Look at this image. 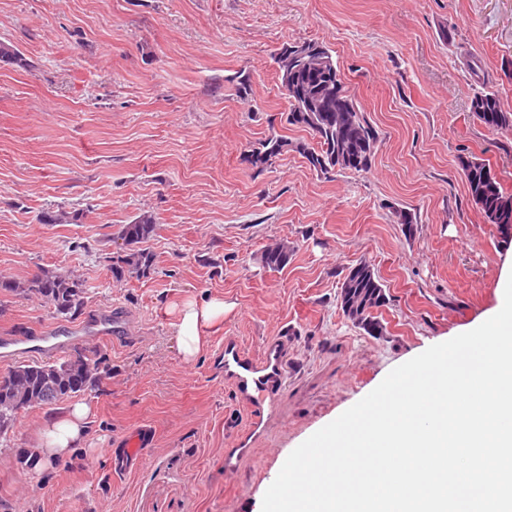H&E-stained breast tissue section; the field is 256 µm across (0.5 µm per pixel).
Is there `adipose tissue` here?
Segmentation results:
<instances>
[{
	"label": "adipose tissue",
	"mask_w": 512,
	"mask_h": 512,
	"mask_svg": "<svg viewBox=\"0 0 512 512\" xmlns=\"http://www.w3.org/2000/svg\"><path fill=\"white\" fill-rule=\"evenodd\" d=\"M230 311L223 298L216 296L191 295L174 304L178 353L184 363L194 362L207 349L212 333L223 327ZM91 412L88 404L77 402L40 420L33 444L21 451L33 471L84 450Z\"/></svg>",
	"instance_id": "adipose-tissue-1"
}]
</instances>
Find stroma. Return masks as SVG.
<instances>
[{"instance_id": "35a3bbf8", "label": "stroma", "mask_w": 512, "mask_h": 512, "mask_svg": "<svg viewBox=\"0 0 512 512\" xmlns=\"http://www.w3.org/2000/svg\"><path fill=\"white\" fill-rule=\"evenodd\" d=\"M0 40L29 62L0 67V277L24 283L46 267L87 288L75 319L0 290V335L126 317L120 342L78 347L112 369L80 396L93 409L88 451L32 477L18 451L56 408L21 413L0 438V512H261L298 445L393 368L499 310L512 236L484 223L459 160H485L512 193V129L488 130L469 110L486 87L512 110V0H0ZM309 40L333 50L379 133L369 171L323 175L292 150L263 170L247 160L274 133L311 142L282 118L271 60ZM58 208L83 211L82 223H39ZM397 208L416 214L413 237ZM143 212L158 223L153 265L115 279L112 236ZM279 240L294 245L287 265L263 268ZM362 260L388 297L380 336L336 305L344 269ZM189 294L234 310L187 364L169 308ZM282 334L279 411L225 467L250 413L219 349L230 335L257 355ZM141 425L155 434L145 465L114 475V445Z\"/></svg>"}]
</instances>
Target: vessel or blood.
I'll return each mask as SVG.
<instances>
[{"mask_svg":"<svg viewBox=\"0 0 512 512\" xmlns=\"http://www.w3.org/2000/svg\"><path fill=\"white\" fill-rule=\"evenodd\" d=\"M75 338L62 333L39 336H0V351L7 358L39 355L58 356L74 344ZM224 380L239 394L243 403L254 410V428L264 424L263 413H274L288 377V339L280 336L267 342L261 358L246 353L236 337L224 339L222 352ZM153 439L148 427H141L121 438L112 451V471L125 475L140 469L144 450Z\"/></svg>","mask_w":512,"mask_h":512,"instance_id":"vessel-or-blood-1","label":"vessel or blood"}]
</instances>
